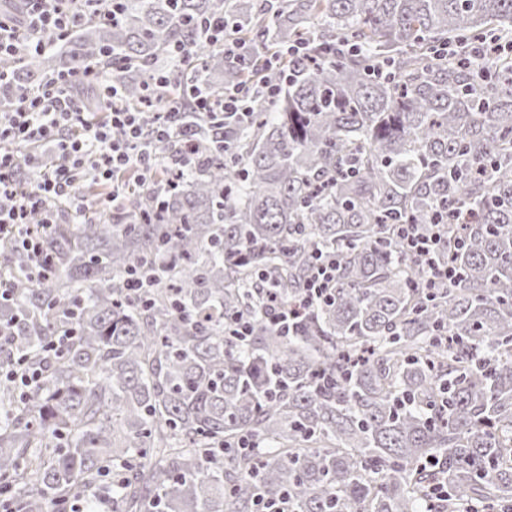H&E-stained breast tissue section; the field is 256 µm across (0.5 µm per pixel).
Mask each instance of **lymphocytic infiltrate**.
Listing matches in <instances>:
<instances>
[{"instance_id": "f902f5d3", "label": "lymphocytic infiltrate", "mask_w": 512, "mask_h": 512, "mask_svg": "<svg viewBox=\"0 0 512 512\" xmlns=\"http://www.w3.org/2000/svg\"><path fill=\"white\" fill-rule=\"evenodd\" d=\"M29 46L41 52L47 43L65 36L76 22L88 14L100 13L112 0H25ZM86 72L66 75L33 93L21 95L11 111L0 112V236L12 238L31 273L45 276L50 266L43 256L40 230L30 224L28 215L38 210L45 223L54 221V204L69 201L83 208L76 192L84 179L108 184L130 168L143 179L153 173L154 142L168 136L170 129L185 120L182 112H157L152 118L128 107L116 87L106 89V117L98 121L83 112L74 84L85 81ZM52 154V167L41 170L31 186L19 178L22 167L37 164V151ZM397 233L408 253L424 263L430 284L451 281V264L436 262L438 239L420 235L410 224H401ZM336 276V260L319 255L305 283L304 295L291 306H283L265 278H258L267 300L262 310L266 321L290 331L312 304L324 299Z\"/></svg>"}]
</instances>
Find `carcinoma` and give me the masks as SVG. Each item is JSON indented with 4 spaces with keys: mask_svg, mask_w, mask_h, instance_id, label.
Masks as SVG:
<instances>
[{
    "mask_svg": "<svg viewBox=\"0 0 512 512\" xmlns=\"http://www.w3.org/2000/svg\"><path fill=\"white\" fill-rule=\"evenodd\" d=\"M120 11L0 56V110L91 67L87 112L102 82L142 112H193L203 85L250 89V120L173 128L154 179L126 175L115 211L78 221L61 202L42 230L47 279L0 241V360L44 377L23 397L0 383V498L65 512L86 493L95 512L110 467L111 512H422L438 482L435 512H512V54L478 55L509 40L512 0ZM213 17L243 55L206 39ZM183 139L198 153L175 176ZM450 211L455 276L429 288L391 216L429 236ZM321 252L336 281L286 335L260 317L257 273L287 302ZM143 265L154 285L133 298Z\"/></svg>",
    "mask_w": 512,
    "mask_h": 512,
    "instance_id": "1",
    "label": "carcinoma"
}]
</instances>
